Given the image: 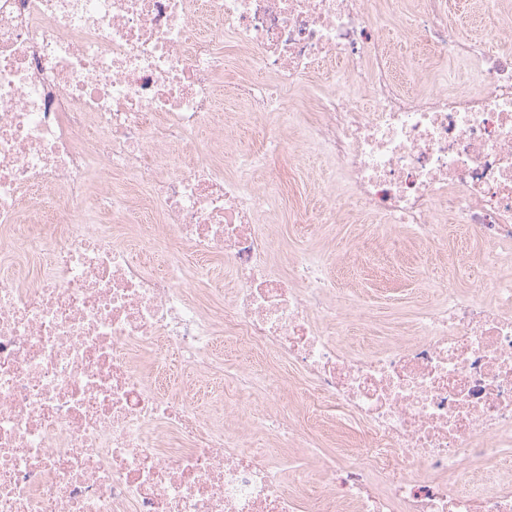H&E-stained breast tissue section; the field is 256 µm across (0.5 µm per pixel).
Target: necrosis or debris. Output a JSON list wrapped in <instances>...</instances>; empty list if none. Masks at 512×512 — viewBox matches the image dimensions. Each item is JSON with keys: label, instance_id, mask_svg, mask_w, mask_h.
<instances>
[{"label": "necrosis or debris", "instance_id": "4bbe7bcc", "mask_svg": "<svg viewBox=\"0 0 512 512\" xmlns=\"http://www.w3.org/2000/svg\"><path fill=\"white\" fill-rule=\"evenodd\" d=\"M434 47L476 66L477 88L407 89L368 0H0V512H300L287 449H307L312 512H512V53L417 0ZM342 64L302 138L237 168L224 93L248 123L291 119L288 90ZM366 82L373 106L353 97ZM211 131L213 141L198 140ZM315 149L370 233L446 218L492 243L466 290L422 276L438 301L410 336L343 339L320 262L271 261L254 182L274 156ZM149 243L143 259L133 249ZM218 261L203 304L189 259ZM297 370L360 445L321 457L304 420L278 418L279 378L224 373V346ZM241 396L235 425L221 385ZM261 400L264 411L251 409Z\"/></svg>", "mask_w": 512, "mask_h": 512}]
</instances>
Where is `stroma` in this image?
<instances>
[{"label": "stroma", "instance_id": "stroma-1", "mask_svg": "<svg viewBox=\"0 0 512 512\" xmlns=\"http://www.w3.org/2000/svg\"><path fill=\"white\" fill-rule=\"evenodd\" d=\"M398 21H391L388 37L402 69L422 67L426 80L444 75L450 82L467 83L471 75L448 52L428 48L418 36L401 38ZM275 174L281 190L258 221L273 225L275 264L287 270L290 256L318 253L328 257L326 274L334 279L342 297L364 302L372 313L370 323L352 324L347 343L351 347L375 344L410 329L430 301L420 286L422 273L438 281L454 279L465 287L476 270L484 243L464 224H442L437 228L438 245L423 247L412 229L402 228L395 240H365L367 253L350 257L353 241L365 239V226L348 212H339L335 223L320 225L317 214L333 201L336 184L330 164L306 151L291 161H279Z\"/></svg>", "mask_w": 512, "mask_h": 512}]
</instances>
